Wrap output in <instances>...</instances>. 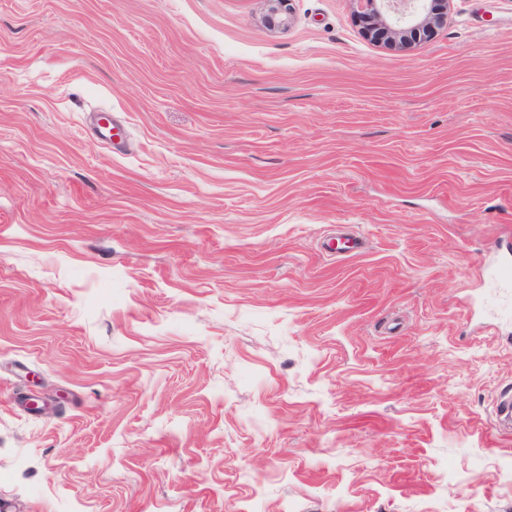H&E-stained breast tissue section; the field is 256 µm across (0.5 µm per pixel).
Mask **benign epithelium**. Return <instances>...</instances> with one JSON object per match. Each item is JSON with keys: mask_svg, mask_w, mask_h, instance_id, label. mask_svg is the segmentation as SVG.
<instances>
[{"mask_svg": "<svg viewBox=\"0 0 512 512\" xmlns=\"http://www.w3.org/2000/svg\"><path fill=\"white\" fill-rule=\"evenodd\" d=\"M364 36L376 43L408 38L414 42L443 25L449 0H355Z\"/></svg>", "mask_w": 512, "mask_h": 512, "instance_id": "benign-epithelium-1", "label": "benign epithelium"}]
</instances>
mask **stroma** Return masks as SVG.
<instances>
[{
	"label": "stroma",
	"instance_id": "obj_1",
	"mask_svg": "<svg viewBox=\"0 0 512 512\" xmlns=\"http://www.w3.org/2000/svg\"><path fill=\"white\" fill-rule=\"evenodd\" d=\"M269 8L0 0L11 512H512V0ZM364 36L385 44L401 37L419 41L443 25L450 0H354ZM418 3V7L414 4ZM392 19V21L390 20ZM387 40V42H385Z\"/></svg>",
	"mask_w": 512,
	"mask_h": 512
}]
</instances>
